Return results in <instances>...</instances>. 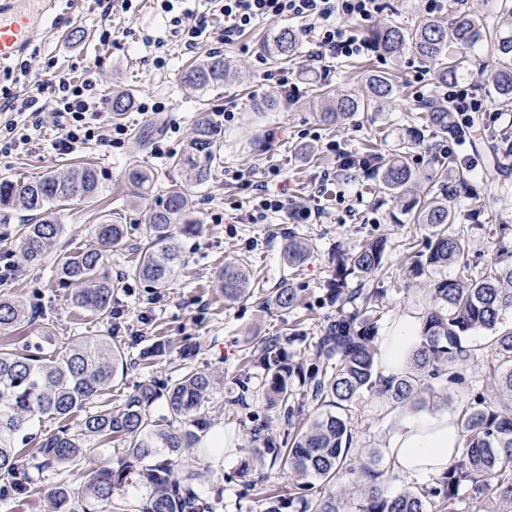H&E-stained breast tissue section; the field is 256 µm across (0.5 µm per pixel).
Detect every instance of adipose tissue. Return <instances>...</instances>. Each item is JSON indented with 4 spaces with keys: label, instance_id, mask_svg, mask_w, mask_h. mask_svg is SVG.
<instances>
[{
    "label": "adipose tissue",
    "instance_id": "ef3b65f1",
    "mask_svg": "<svg viewBox=\"0 0 512 512\" xmlns=\"http://www.w3.org/2000/svg\"><path fill=\"white\" fill-rule=\"evenodd\" d=\"M418 342L417 322L414 316H406L384 342L382 374L401 373ZM458 445L459 427L451 414L402 413L396 418L386 452L399 474L418 480L440 476L457 456Z\"/></svg>",
    "mask_w": 512,
    "mask_h": 512
}]
</instances>
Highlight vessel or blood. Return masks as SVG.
I'll use <instances>...</instances> for the list:
<instances>
[{
	"label": "vessel or blood",
	"instance_id": "1",
	"mask_svg": "<svg viewBox=\"0 0 512 512\" xmlns=\"http://www.w3.org/2000/svg\"><path fill=\"white\" fill-rule=\"evenodd\" d=\"M52 7L51 0H0V69L27 48L38 25L57 34L72 24L70 14L53 13Z\"/></svg>",
	"mask_w": 512,
	"mask_h": 512
}]
</instances>
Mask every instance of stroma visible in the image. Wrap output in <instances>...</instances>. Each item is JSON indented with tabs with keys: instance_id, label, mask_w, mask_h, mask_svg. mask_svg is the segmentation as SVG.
I'll return each mask as SVG.
<instances>
[{
	"instance_id": "1",
	"label": "stroma",
	"mask_w": 512,
	"mask_h": 512,
	"mask_svg": "<svg viewBox=\"0 0 512 512\" xmlns=\"http://www.w3.org/2000/svg\"><path fill=\"white\" fill-rule=\"evenodd\" d=\"M72 2V35L50 40L42 32H35L24 54L29 76L13 71L1 76L0 83L24 97L36 90L33 75L46 74L48 67L76 76L91 69L105 97L120 91L135 101L149 96L165 102L169 110L163 117L153 119L129 109L119 119L129 133L124 144L110 147L92 143L69 155L53 149L57 122L53 112L46 111L42 114L43 137L37 144L22 151L0 152V177L18 181L45 172L62 176L76 165L88 164L98 170V198L70 206L62 214L65 231L57 254L96 246L94 228L102 216L121 215L129 228L125 244L106 257L109 272L127 278L125 288L112 297L113 308L121 312L120 320L113 322L73 304L70 289L59 287L52 275L53 259L38 266L23 261L14 239L18 224L26 216L22 210H8L7 221L0 223V290L31 304L37 312L35 320L13 331L9 340L19 347L38 342L46 351L57 352L76 336L114 333L125 341L136 339V348L129 351L131 362L127 369L117 374L111 390L98 399L99 404L115 410L139 382L170 378L173 362L182 359V348L190 347L188 366L219 379L203 409L208 428L202 438L207 441L221 437L234 450L224 461L213 462L201 487L208 493L223 489L218 512H265L267 496L295 493L296 481L289 472L276 468L268 481L244 490L236 477L242 460L240 451L250 447L254 425L270 422L273 434L280 437L287 433L289 425L313 418L317 408L306 404L288 419L282 410L269 407L260 387L262 371L257 366L245 367L244 353L261 339L284 336L296 328L304 340L292 345L290 351L295 360L311 363L322 326L336 314L328 288L338 260L378 237L387 238L391 244L383 273L371 280L348 276L347 290L378 289V326L383 337L390 335L405 315H422L425 307L428 279L415 274L414 262L416 253L426 247L429 227L414 223L405 211L404 201L385 194L376 175L363 171L353 177L340 174L338 158L327 150V143L336 141L341 149L359 158L367 156L372 146L385 155L401 153L415 168L430 173L439 169L449 152L475 163L484 143L476 138L451 147L429 130L419 143L403 141L404 129L420 123L422 107L418 95L435 99L441 92L432 71L413 54L393 61L372 50L358 57L326 58L312 64L308 53L317 41V33L295 21L288 25L263 22L247 31L239 42H208L188 51L173 36L156 0H133L129 11L117 9L107 16L101 15L94 0ZM379 4L381 10L372 20L347 22V30L363 37L376 26L410 27L427 15L422 0H379ZM286 26L295 30L299 40L298 57L291 65L298 75L299 92L293 101L278 100L273 111H251L253 99L272 92L266 75L279 70L280 65L269 55L268 46L273 35ZM104 28L112 32V45L98 40ZM148 35L163 38V47L145 43ZM210 54L230 61L237 77L204 91L189 90L181 79L182 70ZM159 55L166 56L167 67H155L154 59ZM496 63L491 49H476L471 56L472 80L479 84L488 101L491 129L512 132V109L499 108L495 102L492 73ZM380 71L393 73L397 83V91L384 112L374 120L352 121L337 128L319 122V84L362 93L369 76ZM226 108L234 110L233 121L220 120L219 113ZM203 118L213 124L223 148L219 168L193 193L196 219L202 229L197 233L177 232L184 263L168 287L150 288L129 278L128 273L139 257L137 247L146 234L149 209L162 201L166 188L184 180L173 160L183 152L194 123ZM144 131L151 142L164 140L168 155L157 158L150 147H140L136 137ZM133 167L142 168L149 175L151 187L146 199L133 195L127 179V172ZM275 168L285 174L289 203H305L311 184L328 171L336 173L345 198L330 202L321 219L312 224L249 223V193L240 189L231 176L240 172L253 180H267ZM506 186L512 188L511 169L495 174L476 163L470 169L466 190L451 201L459 216V227L470 242L469 264L442 268L441 277L468 278L471 271L500 256L498 227L512 225V202L501 201ZM292 234L314 244L308 260L297 267L288 266L283 258L285 242ZM229 261L247 267L257 296L225 300L218 273ZM286 284L300 295L297 307H260L259 294H271ZM158 340L171 344L170 353L162 358L140 359L139 349ZM240 395L245 398L241 406L234 402ZM356 411L358 419L352 427L356 454L377 453L379 469H386L389 460L385 448L393 429L392 417L369 396L357 401Z\"/></svg>"
}]
</instances>
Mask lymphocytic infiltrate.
I'll return each mask as SVG.
<instances>
[{
  "mask_svg": "<svg viewBox=\"0 0 512 512\" xmlns=\"http://www.w3.org/2000/svg\"><path fill=\"white\" fill-rule=\"evenodd\" d=\"M159 2L186 49H195L208 41L227 44L261 21L289 19L317 30V50L313 54L317 61L325 57L350 58L368 52L369 44L349 35L338 21L342 18L367 21L380 10L378 0H220L224 23L219 26L211 14L177 10L175 0ZM46 86L51 91V100L47 103L37 94L22 98L8 87L0 88V111L14 115L13 120L0 128L8 135L10 146L32 141L39 117L48 107L55 113L61 130L53 144L58 153H73L93 141L112 146L123 143L127 129L121 124L107 123L108 102L95 79L55 72ZM251 188L253 205L248 218L254 224L276 214L282 215L286 223L306 224L321 218L324 199L344 195L343 190L336 187L335 176L328 173L314 183L309 205L292 210L287 209L284 198L270 193L267 182H254Z\"/></svg>",
  "mask_w": 512,
  "mask_h": 512,
  "instance_id": "f902f5d3",
  "label": "lymphocytic infiltrate"
}]
</instances>
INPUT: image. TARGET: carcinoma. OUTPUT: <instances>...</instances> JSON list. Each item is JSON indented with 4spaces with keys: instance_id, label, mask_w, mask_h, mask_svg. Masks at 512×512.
Wrapping results in <instances>:
<instances>
[{
    "instance_id": "carcinoma-1",
    "label": "carcinoma",
    "mask_w": 512,
    "mask_h": 512,
    "mask_svg": "<svg viewBox=\"0 0 512 512\" xmlns=\"http://www.w3.org/2000/svg\"><path fill=\"white\" fill-rule=\"evenodd\" d=\"M496 11L492 25L462 11L446 25L425 18L410 29L376 28L370 31V39L390 58L412 52L434 68L442 84L471 77V52L487 45L502 58L492 79L497 103L512 108V3L498 0ZM269 53L279 63L293 60L295 31L278 32ZM230 74V64L214 55L189 67L183 82L203 91ZM394 92L388 72L370 76L363 94L340 92L323 84L319 87V120L326 125L355 118L370 120L384 110ZM423 120L442 139L458 135L455 117L436 100L427 106ZM489 137L493 160L512 155V134L494 131ZM219 153L214 126L199 120L185 151L174 160L185 171L186 185H173L162 206L150 212L146 243L132 270V276L149 287L164 286L182 264L174 244V220L189 215V185H200L211 177ZM370 163L389 195L396 197L417 187V174L404 156L373 154ZM444 166L430 189L413 195L406 205L415 212L417 223L432 229L427 252L415 262L420 275L450 264H467L469 241L455 227L456 213L448 206L467 179L454 155L447 156ZM99 191L98 175L88 166L74 167L64 177L44 174L26 181L1 177L0 209L18 203L29 213L27 223L17 230L22 259L41 263L64 232L61 212L76 201H93ZM127 235L126 225L105 218L96 229L98 247L58 260L53 276L64 286H78L77 307L100 318L112 317V295L121 281L104 270V257ZM388 247L387 240L377 239L341 261L329 289L330 299L338 303L336 317L328 320L317 337L314 364L306 367L288 354L287 345L301 339L298 332L286 338H266L251 354V362L264 371L262 388L270 407L280 406L292 418L290 402L297 398L293 387L297 381L302 395L321 403L325 410L288 432L282 445L274 442L268 424L254 426L252 446L238 475L243 485L252 487L280 465L303 479L307 490L315 491L313 497L271 495L265 512H287L296 502L304 504L299 512H459L463 492L475 505L474 512H488L485 505L496 499L507 501L505 512H512V328L489 337L484 345L463 341L470 332L495 329L503 315L512 311V263L494 261L466 280L431 279L420 344L401 374L386 377L379 372L381 349L374 317L378 289L358 288L348 293L345 284L355 272L366 279L375 276ZM312 250L310 241L291 237L283 249L284 260L291 266L300 264ZM218 279L228 300L250 294L249 273L237 263L225 264ZM299 302L297 289L289 285L274 294L280 308L291 309ZM346 304L353 305L352 310H345ZM28 318L20 300L0 293L1 336ZM124 349L125 344L113 336H75L58 354L44 352L38 343L20 349L0 343V498L28 496L43 474L89 460L94 449L88 447V439L121 437L127 446L117 449L115 464L90 471L77 488L62 481L48 488L53 512H213V504L197 490L204 471L190 450L207 430L201 411L216 388L215 377L186 367L161 386L152 380L142 382L117 410L104 405L89 410L112 388ZM476 367L493 380L497 396L491 401L469 389L458 418V455L442 475L430 483L391 492L388 484L398 478L394 467L379 471L371 461L353 456L352 412L362 395L369 394L389 410L446 401L448 390L464 385L467 372ZM160 398L165 399L170 417L166 425L149 413ZM79 413L83 414L79 429L71 432L66 421ZM46 419L59 423L58 431L42 439L29 460H24L19 445L30 439L28 430L35 422ZM176 422L180 427L174 426ZM162 449L168 457L149 463Z\"/></svg>"
}]
</instances>
